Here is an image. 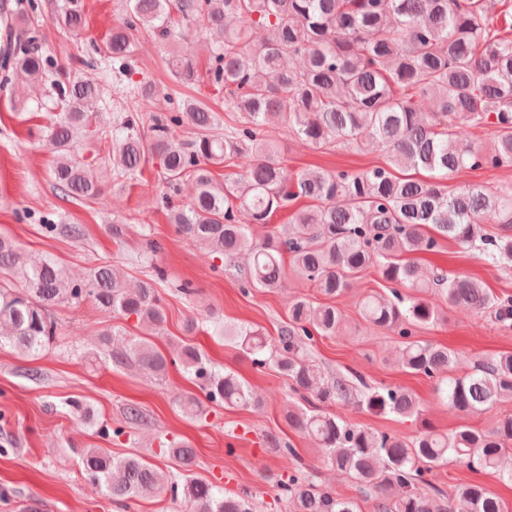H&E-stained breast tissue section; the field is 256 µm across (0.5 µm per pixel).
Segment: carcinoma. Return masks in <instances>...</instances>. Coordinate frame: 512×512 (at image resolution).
Listing matches in <instances>:
<instances>
[{
    "label": "carcinoma",
    "mask_w": 512,
    "mask_h": 512,
    "mask_svg": "<svg viewBox=\"0 0 512 512\" xmlns=\"http://www.w3.org/2000/svg\"><path fill=\"white\" fill-rule=\"evenodd\" d=\"M130 15L112 30L98 58L89 65L122 75L133 55V32L143 29L161 39L174 28L204 17L218 35L212 47L214 79L224 83V111L239 113L238 124L220 128V119L202 101H187L176 112L156 115L151 136L140 130L141 118L127 112L99 140L112 143L113 175L131 179L150 158L160 159L166 191L157 205L170 211L173 223L191 241L206 245L250 288H276L289 267L328 298L344 293L368 269L395 285L391 295L372 294L361 314L378 328L396 329L405 338L401 365L405 372L437 379L436 392L448 407L478 412L512 399V353L478 361L453 374L454 352L412 340L411 328L438 320L429 293L450 306L467 305L493 314L501 327L512 326V296H494L468 276L438 270L423 280L407 254L433 251L437 234L477 248L485 261L512 262V188L473 184L448 194L442 182L462 169L512 164V21L501 28L489 16L487 0H128ZM64 34L86 27L83 0H63L55 17ZM0 87L15 80L39 81L52 70L33 22L0 6ZM255 30L263 39L252 43ZM299 58L298 68L288 59ZM181 84L196 81L193 58L176 53L168 59ZM57 109L46 137L57 152L51 171L63 196L104 199L94 171L75 158L76 135L87 131L96 113L88 105L100 100V86L62 72L52 80ZM431 111L426 112L424 108ZM299 139L321 148L330 143H370L385 151L388 162L358 173L308 169L288 175L276 148L260 136L263 127L282 120ZM192 125L196 137L177 138ZM460 123L492 127L489 146L457 140ZM233 164L240 175L214 181L212 168ZM422 169L429 179L402 178L394 170ZM190 179L196 195L186 206L172 197ZM299 198L316 201L297 209L289 223L260 243L247 226L266 224ZM408 289L404 293L399 287ZM92 300L105 311L133 317L143 329H157L166 319L158 291L148 283L126 285L111 264L95 268L85 282L69 278L55 260L28 262L25 249L0 236V343L22 356L36 357L56 334L51 309L59 303ZM342 314L332 304L307 297L288 303V322L278 339L247 326L214 322V334L230 336L251 361L276 368L288 378L296 404L288 424L323 450L329 465L350 474L374 495L376 512H503L499 497L478 484L455 489L448 501L441 493L420 491L424 475L451 463L472 471L498 470L512 444V415L488 429L463 426L441 433L429 424L405 439L355 426L331 406L356 404L372 413L401 417L420 414L415 396L403 389L364 386L353 393L346 378L328 380L306 360L312 334L335 336ZM114 332L104 331L100 351L116 366L135 363L161 374L167 361L137 336L123 350L112 349ZM180 365L202 381L207 398L226 406H245L251 397L233 372L208 364L198 348L185 344ZM163 454L185 472L195 465V451L183 441L162 444ZM88 481L114 501L151 489L168 488L193 505V512H250L244 499L197 478L180 481L130 452L115 457L106 448L80 451ZM292 512H356L351 500L338 498L311 481L294 476L282 485Z\"/></svg>",
    "instance_id": "obj_1"
}]
</instances>
